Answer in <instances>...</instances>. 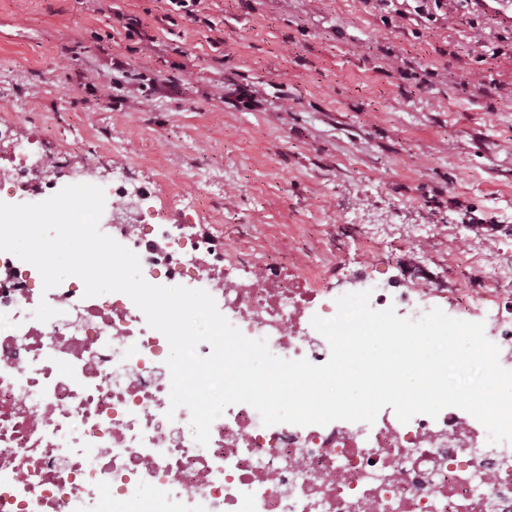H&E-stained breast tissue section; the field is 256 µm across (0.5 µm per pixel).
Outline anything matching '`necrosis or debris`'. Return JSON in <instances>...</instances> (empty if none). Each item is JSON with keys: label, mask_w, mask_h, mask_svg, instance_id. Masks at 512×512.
Here are the masks:
<instances>
[{"label": "necrosis or debris", "mask_w": 512, "mask_h": 512, "mask_svg": "<svg viewBox=\"0 0 512 512\" xmlns=\"http://www.w3.org/2000/svg\"><path fill=\"white\" fill-rule=\"evenodd\" d=\"M0 185L29 203L55 190L52 162L15 126ZM105 206L134 213L104 234L136 253L151 284L207 291L245 336L284 359L325 363L326 339L313 316L333 317V294L280 280L259 266L225 263L218 237L196 225L168 224L141 204L157 189L113 170ZM496 283L467 289L463 320L480 322L512 364V258L497 260ZM430 279L374 288L370 304L399 316L422 314L415 298ZM56 309L41 322L39 302ZM166 337L125 294L85 297L81 279L44 289L38 270L0 252V512H109L148 498V512H512V443H492L470 413L401 423L383 408L374 423L264 426L250 405L228 406L199 445L190 412L170 407ZM174 418H167V411Z\"/></svg>", "instance_id": "1"}]
</instances>
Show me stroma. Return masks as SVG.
I'll return each mask as SVG.
<instances>
[{
  "mask_svg": "<svg viewBox=\"0 0 512 512\" xmlns=\"http://www.w3.org/2000/svg\"><path fill=\"white\" fill-rule=\"evenodd\" d=\"M414 27L360 0H0V121L68 170L157 186L173 223L221 232L225 261L356 292L361 268L414 280L402 242L433 224L463 283L478 252L512 254V102L460 81L512 75L481 61L468 17Z\"/></svg>",
  "mask_w": 512,
  "mask_h": 512,
  "instance_id": "obj_1",
  "label": "stroma"
}]
</instances>
